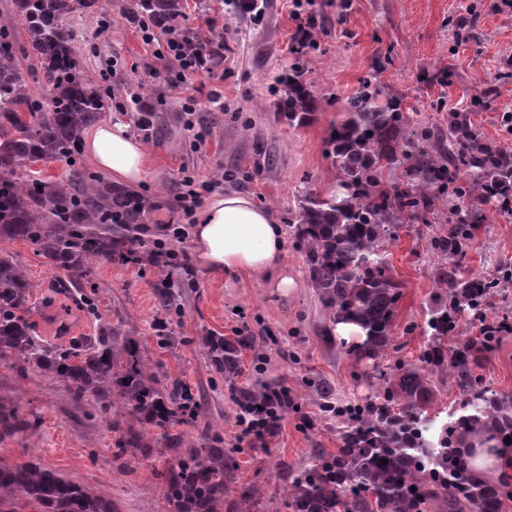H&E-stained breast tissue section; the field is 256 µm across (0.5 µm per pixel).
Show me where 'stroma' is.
Instances as JSON below:
<instances>
[{
  "label": "stroma",
  "instance_id": "obj_1",
  "mask_svg": "<svg viewBox=\"0 0 512 512\" xmlns=\"http://www.w3.org/2000/svg\"><path fill=\"white\" fill-rule=\"evenodd\" d=\"M197 0H183L184 23L191 31L224 26L239 34L232 51L214 74H196L192 87L200 102L194 115L207 135L201 149L191 145L180 89L166 78L172 64L156 57L136 24L127 18L134 0H98L90 14L69 13L64 20L79 40L91 43L84 54L86 78L109 80L113 88L107 118L134 124L132 97L152 107V126L140 140L151 170L137 191L155 203L146 221L147 241L159 240L188 265L156 266L150 257L128 262L91 261L81 276L95 287V310L69 305L62 289L73 277L36 256L22 241L0 244L21 264L34 285L30 320L38 336L57 344L49 316L68 311L73 337L96 336L103 323L119 325L135 340L167 386H187L199 398V415L177 425L193 439H218L236 464L224 482V512H236L244 491L258 492L252 512H283V489L297 470L317 455L340 447V409L365 402L381 389L368 378L366 360L352 353V338L340 335L334 312L309 286L307 266L293 224L296 192L311 180L327 193L336 186V169L328 155V136L345 118V103L377 62L385 68L379 82L385 93L401 97L409 128L448 127V112L465 107L473 95L483 100L473 112L479 133L512 151V13L492 10V0H310L305 12L316 14V44L303 58L288 51L296 28L289 0H269L262 20L221 8L201 12ZM302 62L313 95L305 123L288 126L276 119L275 78L282 67ZM156 77H149V70ZM220 104H213V93ZM200 181L223 180L224 191L241 192L269 208L285 229L282 263L295 282L288 293L271 278L217 273L198 260L191 233L172 236L166 221L179 217L183 175ZM485 220L461 263L463 273H482L499 286L482 317L458 318L457 341L479 335L483 324L512 321V215L485 205ZM446 222L405 224L390 241L385 260L400 284L391 328L393 362L416 364L428 343L425 314L437 292L438 256L431 246ZM248 326L250 346L240 348L233 382L215 374L200 346L202 337L235 340ZM264 370H255L258 355ZM479 374L491 390L512 396V334L501 336L482 361ZM270 384L287 387L291 404L265 446L236 443L238 408L232 390ZM331 390L337 414L321 409L317 384ZM0 392L12 396L26 432L0 440V459L8 463L36 458L43 467L87 485L112 500L117 512H168L162 495L163 459H114L109 415L91 398L76 399L69 382L52 379L37 368L17 377L0 360Z\"/></svg>",
  "mask_w": 512,
  "mask_h": 512
}]
</instances>
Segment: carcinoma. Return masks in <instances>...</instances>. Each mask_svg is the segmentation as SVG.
I'll return each instance as SVG.
<instances>
[{
  "label": "carcinoma",
  "mask_w": 512,
  "mask_h": 512,
  "mask_svg": "<svg viewBox=\"0 0 512 512\" xmlns=\"http://www.w3.org/2000/svg\"><path fill=\"white\" fill-rule=\"evenodd\" d=\"M97 0H13L14 12L0 14V242L22 240L36 255L79 275L89 260L137 256L145 242L135 236L153 202L134 190L116 188L82 160V136L98 123L112 100V87L84 76L76 54L75 30L63 16L92 7ZM181 0H140L148 21H167L181 12ZM23 24L28 41L20 45L13 28ZM34 57L33 73L21 58ZM42 86L39 97L29 78ZM377 79L363 82L346 102L347 118L333 128L329 145L337 171L336 189L323 196L305 182L297 196L295 230L306 258L311 287L334 310L333 322L359 328L353 352L372 360L385 380L378 394L346 409L348 422L336 454L319 456L286 485L284 507L291 512H502L512 491L482 482L465 463L458 432L465 428L495 433L503 447L512 437V396L489 393L476 373L500 336L489 330L463 344L450 345L457 316L479 315L498 283L485 275H464L460 259L482 220L481 205L500 209L512 198V152L485 139L472 112L448 113V132L406 131L402 100L386 106ZM310 106L303 68L288 78V100L280 106L288 124L302 121ZM63 161L64 179L51 182L22 176L37 162ZM405 171V180L386 174ZM448 205V227L431 241L440 257L436 282L441 292L430 307L429 342L420 365L405 368L393 381L381 369L400 292L384 258L385 247L401 224L427 220ZM32 284L13 257L0 252V359L18 376L36 365L52 378L71 383L76 398H93L112 413L116 455L145 452L144 433L129 419L146 418L160 430L171 465L164 474L169 512H224V449L205 447L168 430L198 414L200 405L187 387L168 390L118 330L104 327L88 347L49 345L29 321ZM242 336L226 342L203 338L211 368L232 380L239 369ZM448 372L466 391L468 414L435 424L426 413L427 379ZM30 423L0 399V440ZM387 463H382V460ZM40 512H117L112 501L92 488L28 461L0 460V512H18L22 501Z\"/></svg>",
  "instance_id": "obj_1"
}]
</instances>
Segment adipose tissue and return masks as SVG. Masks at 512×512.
<instances>
[{"label":"adipose tissue","instance_id":"obj_1","mask_svg":"<svg viewBox=\"0 0 512 512\" xmlns=\"http://www.w3.org/2000/svg\"><path fill=\"white\" fill-rule=\"evenodd\" d=\"M92 162L111 182L134 185L148 175L150 158L127 124L107 121L84 137ZM195 250L208 269L246 273L256 277L275 274V286L288 292L293 278L281 266L285 233L272 213L245 194L227 192L210 198L192 229ZM466 445L474 472L493 476L512 465V454L488 436L469 434Z\"/></svg>","mask_w":512,"mask_h":512}]
</instances>
